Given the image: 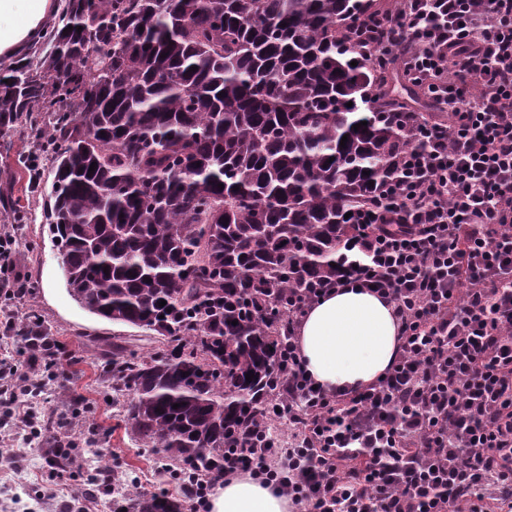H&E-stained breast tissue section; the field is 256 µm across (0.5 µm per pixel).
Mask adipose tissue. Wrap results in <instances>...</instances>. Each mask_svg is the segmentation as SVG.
<instances>
[{
    "label": "adipose tissue",
    "instance_id": "ef3b65f1",
    "mask_svg": "<svg viewBox=\"0 0 512 512\" xmlns=\"http://www.w3.org/2000/svg\"><path fill=\"white\" fill-rule=\"evenodd\" d=\"M53 0H0V54L38 38ZM309 376L331 391H355L384 375L399 350L398 322L387 300L358 287L330 291L297 332ZM209 512H292L288 498L249 475L217 485Z\"/></svg>",
    "mask_w": 512,
    "mask_h": 512
}]
</instances>
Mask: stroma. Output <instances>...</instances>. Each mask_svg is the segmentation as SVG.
I'll return each mask as SVG.
<instances>
[{
	"label": "stroma",
	"instance_id": "stroma-1",
	"mask_svg": "<svg viewBox=\"0 0 512 512\" xmlns=\"http://www.w3.org/2000/svg\"><path fill=\"white\" fill-rule=\"evenodd\" d=\"M37 151L26 134L0 132V225L13 203H20L25 213L16 264L0 271V283L16 280L27 289L14 300L0 291V305H10L21 317L35 315L44 335L56 342L57 366L36 409L65 414L73 427L29 445L13 436L0 438V448L14 458L12 466L0 467V512H59L60 495L84 486L87 475L106 471L149 494L173 493L158 450L125 423L126 396L113 394L99 371L101 358L111 355L113 345L146 355L162 344L154 332L100 318L69 295L58 251L42 224L43 197L31 191L29 173L20 164ZM92 428L98 439L88 446L84 435ZM66 443L80 464L60 474L47 466L45 457L49 449Z\"/></svg>",
	"mask_w": 512,
	"mask_h": 512
}]
</instances>
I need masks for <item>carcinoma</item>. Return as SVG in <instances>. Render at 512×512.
<instances>
[{
  "label": "carcinoma",
  "instance_id": "cac0c4a2",
  "mask_svg": "<svg viewBox=\"0 0 512 512\" xmlns=\"http://www.w3.org/2000/svg\"><path fill=\"white\" fill-rule=\"evenodd\" d=\"M378 15L392 13L360 0H65L0 76V130L21 128L51 162L46 224L71 297L164 337L167 352L114 350L101 374L181 487L224 449L272 438L264 396L288 293L334 277L345 214L403 182L409 130L376 92L389 72L353 44L386 42ZM132 502L181 512L173 495Z\"/></svg>",
  "mask_w": 512,
  "mask_h": 512
}]
</instances>
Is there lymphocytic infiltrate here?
<instances>
[{
	"mask_svg": "<svg viewBox=\"0 0 512 512\" xmlns=\"http://www.w3.org/2000/svg\"><path fill=\"white\" fill-rule=\"evenodd\" d=\"M379 60L449 123L414 113L405 180L362 205L336 275L288 305L279 418L288 439L228 448L188 490L192 512L247 473L297 512H512V0H397ZM358 285L388 300L398 355L357 392L315 387L297 345L307 311ZM26 371L0 358V424L42 428Z\"/></svg>",
	"mask_w": 512,
	"mask_h": 512,
	"instance_id": "f902f5d3",
	"label": "lymphocytic infiltrate"
}]
</instances>
